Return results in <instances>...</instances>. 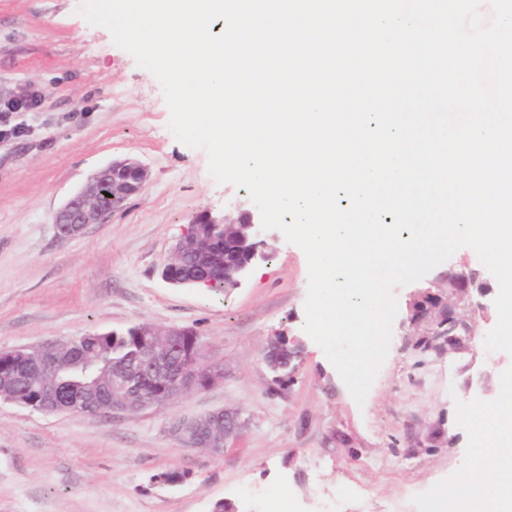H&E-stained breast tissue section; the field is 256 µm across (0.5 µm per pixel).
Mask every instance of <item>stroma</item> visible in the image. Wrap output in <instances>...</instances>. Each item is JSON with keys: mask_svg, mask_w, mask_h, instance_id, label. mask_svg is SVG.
Returning a JSON list of instances; mask_svg holds the SVG:
<instances>
[{"mask_svg": "<svg viewBox=\"0 0 512 512\" xmlns=\"http://www.w3.org/2000/svg\"><path fill=\"white\" fill-rule=\"evenodd\" d=\"M79 0H0V99L32 92L38 109L0 120V349L146 323L194 329L224 380L172 402L118 415L46 413L0 402V512H434L481 448L466 408L512 380V354L487 351L497 281L469 289L463 351L416 349L411 304L446 285L449 265L397 287L387 359L357 404L305 332L308 265L275 229L272 257L223 292L161 276L190 221L252 208L246 188L217 183L204 150L175 140L155 76L90 25ZM147 169L144 190L59 238L56 211L112 161ZM302 348L291 379L263 359L277 332ZM223 408L243 425L222 455L185 449L180 419ZM185 473L184 482H155Z\"/></svg>", "mask_w": 512, "mask_h": 512, "instance_id": "35a3bbf8", "label": "stroma"}]
</instances>
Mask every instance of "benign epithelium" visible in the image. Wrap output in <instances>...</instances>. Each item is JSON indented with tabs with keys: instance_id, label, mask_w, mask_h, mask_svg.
Returning <instances> with one entry per match:
<instances>
[{
	"instance_id": "obj_1",
	"label": "benign epithelium",
	"mask_w": 512,
	"mask_h": 512,
	"mask_svg": "<svg viewBox=\"0 0 512 512\" xmlns=\"http://www.w3.org/2000/svg\"><path fill=\"white\" fill-rule=\"evenodd\" d=\"M112 177V192L123 194L129 190L140 193L147 181L146 168L133 160L116 161L96 173L86 185L71 197L56 213L54 218L58 237L72 238L82 233L89 224H102L108 217V211L98 202L100 184L105 177ZM232 227L236 236L224 239V248L228 249L236 242L250 244L247 256L242 262H224V287L236 288L241 285L250 269L260 261L270 257L269 246L261 228V216L258 212L241 210L237 217H218L208 214L195 217L185 229L173 249L172 257L162 270V277L170 284L181 285L183 281L175 278L177 262L197 254L196 241L203 234V225ZM469 272H457L448 267V287L464 290L471 287L477 277L484 272L476 265H467ZM411 322L425 324V335L430 337L428 347L433 342L443 340L448 347L460 349L467 338L473 335L470 323L457 311L454 304L442 301L435 293H427L412 305ZM140 336L139 361L141 372L138 374V388L132 389L126 379V373L118 372L109 379L96 377V365L91 359H84L79 365L69 361L68 351L72 341H56L32 349L33 355L47 366L43 374L36 375V385L41 404L37 410L60 413L69 411L70 404L64 396V390L57 382L58 373L80 368L84 374L96 378L97 390L112 385V406L104 409L98 396L87 398L81 412L94 415H118L140 410L144 407L162 406L175 398L192 392L205 390L224 381V364L207 361L205 343L190 328H171L160 331L147 324L134 326ZM242 422L237 411L221 409L205 416L180 420L174 432L183 445L189 449L203 450L213 454L224 451L226 440L240 428Z\"/></svg>"
}]
</instances>
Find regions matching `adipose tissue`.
<instances>
[{"label":"adipose tissue","mask_w":512,"mask_h":512,"mask_svg":"<svg viewBox=\"0 0 512 512\" xmlns=\"http://www.w3.org/2000/svg\"><path fill=\"white\" fill-rule=\"evenodd\" d=\"M484 442L456 493L440 492L439 512H512V384L503 386L492 407L468 412Z\"/></svg>","instance_id":"adipose-tissue-1"}]
</instances>
